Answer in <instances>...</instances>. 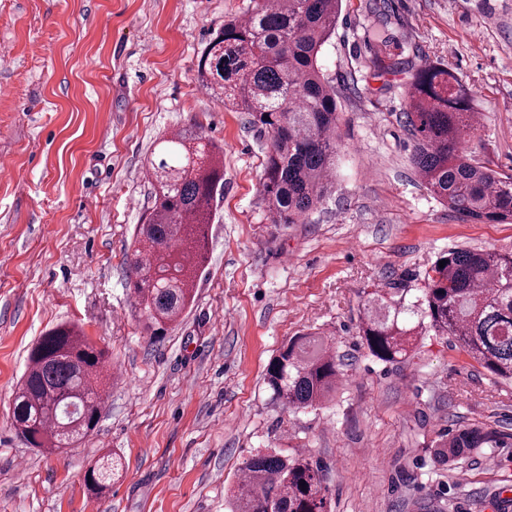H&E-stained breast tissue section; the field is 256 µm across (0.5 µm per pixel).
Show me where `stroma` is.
Here are the masks:
<instances>
[{
  "instance_id": "1",
  "label": "stroma",
  "mask_w": 512,
  "mask_h": 512,
  "mask_svg": "<svg viewBox=\"0 0 512 512\" xmlns=\"http://www.w3.org/2000/svg\"><path fill=\"white\" fill-rule=\"evenodd\" d=\"M251 0H0V512H227L242 463L309 452L331 512H512V442L435 463L449 430L512 434V383L447 340L400 364L358 336L365 290L413 282L448 249L512 252V224H479L427 192L411 162L406 93L448 67L481 126L466 148L512 175V0H344L320 65L342 113L332 194L275 224L261 176L269 141L199 84L201 52ZM397 69L379 74L370 32ZM218 146L224 195L192 305L162 335L129 284L136 224L153 206L147 160L171 131ZM60 323L119 372L95 430L48 454L12 425L29 348ZM332 342L333 401L288 410L263 383L288 340ZM112 454L106 494L85 474Z\"/></svg>"
}]
</instances>
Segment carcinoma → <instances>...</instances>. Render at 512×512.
<instances>
[{"mask_svg": "<svg viewBox=\"0 0 512 512\" xmlns=\"http://www.w3.org/2000/svg\"><path fill=\"white\" fill-rule=\"evenodd\" d=\"M253 2L204 48L198 74L224 105L248 113L251 124L269 134L263 200L273 223L301 224L334 187L342 116L318 56L336 29L342 0ZM403 119L413 141L411 163L434 197L477 223H512V175L462 150L480 117L448 70L415 69ZM149 174L154 204L135 229L130 286L135 308L156 335L193 302L214 204L224 191V165L191 127L161 139ZM430 335L452 339L492 376L512 380V253L453 249L418 288L365 292L359 336L377 360L399 363ZM106 359L105 349L70 326L40 336L12 400L13 425L27 445L56 452L94 430ZM340 375L328 341L303 334L271 359L264 380L273 401L298 410L331 399ZM502 443L495 431L463 427L438 444L434 456L450 463ZM116 469L117 461L104 456L85 482L101 494ZM229 505L231 512H328L321 466L299 450L260 452L244 463Z\"/></svg>", "mask_w": 512, "mask_h": 512, "instance_id": "carcinoma-1", "label": "carcinoma"}]
</instances>
